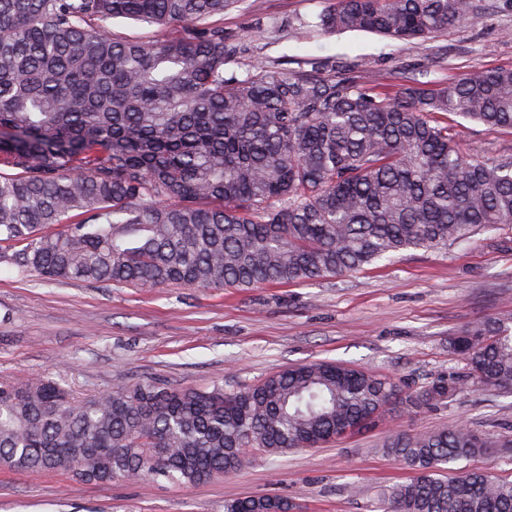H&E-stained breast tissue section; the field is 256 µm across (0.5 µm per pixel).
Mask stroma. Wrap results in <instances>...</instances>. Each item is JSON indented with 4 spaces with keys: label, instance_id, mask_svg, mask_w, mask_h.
I'll return each mask as SVG.
<instances>
[{
    "label": "stroma",
    "instance_id": "1",
    "mask_svg": "<svg viewBox=\"0 0 512 512\" xmlns=\"http://www.w3.org/2000/svg\"><path fill=\"white\" fill-rule=\"evenodd\" d=\"M326 0H237L224 29L246 33L225 66L244 78L258 61L356 64L369 85L395 92L478 69L512 68V0H483L468 21L423 45L372 33L314 28ZM467 157H512V131L448 114ZM512 310V224L461 243L395 254L341 276L249 291L172 285L155 291L83 281L46 282L0 263V382L46 376L85 401L153 383L233 391L291 365L335 360L418 389L465 374L448 340L463 325ZM459 424L490 439L512 435V393L477 380L445 404L384 411L369 427L321 448L254 454L242 470L197 485L162 479L80 483L66 473L0 469V512H224L227 502L277 495L294 512H370L412 472L383 452L395 431Z\"/></svg>",
    "mask_w": 512,
    "mask_h": 512
}]
</instances>
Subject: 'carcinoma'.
Wrapping results in <instances>:
<instances>
[{"label":"carcinoma","instance_id":"cac0c4a2","mask_svg":"<svg viewBox=\"0 0 512 512\" xmlns=\"http://www.w3.org/2000/svg\"><path fill=\"white\" fill-rule=\"evenodd\" d=\"M238 0H0V262L21 275L142 289L248 290L357 271L512 224V161L468 158L436 113L512 130V68L447 87L375 93L313 59L224 66ZM480 0H328L314 26L411 43L466 22ZM179 26L151 43L112 22ZM464 376L406 392L333 361L226 391L139 385L79 404L53 379L0 385V469L67 472L87 455L114 481L194 485L250 452L319 448L387 406L429 408L469 379L512 391V313L449 340ZM414 472L373 512H512V482L455 465L493 443L467 426L397 431ZM258 495L224 512H292Z\"/></svg>","mask_w":512,"mask_h":512}]
</instances>
